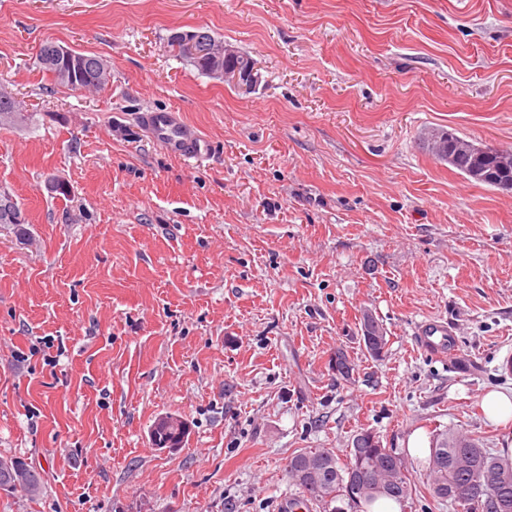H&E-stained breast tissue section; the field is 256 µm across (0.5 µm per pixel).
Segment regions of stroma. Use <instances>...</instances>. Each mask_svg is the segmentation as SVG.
<instances>
[{"mask_svg": "<svg viewBox=\"0 0 512 512\" xmlns=\"http://www.w3.org/2000/svg\"><path fill=\"white\" fill-rule=\"evenodd\" d=\"M193 31L250 55L256 86L173 56ZM49 39L109 84L54 86ZM0 88L25 115L0 126V190L26 218L0 224V457L46 480L0 512H281L291 455L363 429L406 459L407 512H448L427 491L436 433L512 454V421L481 410L512 395V191L424 146L512 148V0H0ZM149 107L180 110L211 159L160 149ZM428 317L455 354L416 347ZM167 414L189 424L173 451L148 433ZM55 47H60L58 44H56L53 41H46L44 44L41 45L39 50V63L43 69V72H46L52 77V81L60 86L66 87L68 89H74L77 90L75 87L70 86L67 82H64L61 77V71L65 66L64 60H60L58 63H47L46 59L48 56L52 53H54ZM73 57L77 55L78 59L83 61L82 66L77 69L80 74V82L84 90H98L108 83V80L101 81L97 74L99 69V62L103 61L100 57L95 55H87L72 51ZM434 135L435 136L440 135L437 137L439 139V143L443 142L444 144L447 145L446 150H443L442 152L435 151L434 147H432V152L436 156L437 159H439L441 161L448 162V164L452 168L458 170L461 175H463V176L467 177L468 179H471L475 182H478V183H481V184H484L487 186H491V187H494L497 189H504L503 186H501L500 184H497L496 182L498 181L499 183H501V182L510 181V187H511L512 178L509 173H503L501 176L497 177V179H493V180L482 179L481 177L484 178L487 174H485L481 177H480V175L472 174L470 161L468 159L458 158L455 162L448 160V135L456 143H458L459 141L460 142H470L469 140H466L465 138L457 135L454 132L445 131V130L437 131V132L431 134V136H434ZM439 143L436 145L437 148L439 147ZM486 177H488V175ZM504 190H506V189H504ZM363 335L369 353L376 358L383 356L387 345L386 336L379 323L372 317L364 318ZM484 412L492 422L512 419V398L502 392H491L482 400Z\"/></svg>", "mask_w": 512, "mask_h": 512, "instance_id": "obj_1", "label": "stroma"}]
</instances>
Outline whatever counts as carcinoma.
<instances>
[{"instance_id":"obj_1","label":"carcinoma","mask_w":512,"mask_h":512,"mask_svg":"<svg viewBox=\"0 0 512 512\" xmlns=\"http://www.w3.org/2000/svg\"><path fill=\"white\" fill-rule=\"evenodd\" d=\"M55 47L57 44L53 41L42 44L39 63L55 84L67 88L69 84L61 77L64 61L56 64L46 62ZM72 55L83 61L78 72L84 89L98 90L107 84L98 76L100 57L75 51ZM434 155L475 182L499 189L501 183L512 181V175L508 173L495 180L474 175L469 160L459 158L450 162L446 150L436 151ZM363 339L372 356H383L386 336L379 323L371 317L364 318ZM166 419L164 426L152 425V442L176 448L184 442L188 425L179 416L168 415ZM394 456L395 451L384 447L379 436L362 430L354 436L345 461H340L330 448H303L290 458L288 476L305 496L322 505L341 499L357 508L361 504L369 506L379 497H387L402 506L413 495L408 470L395 472L382 468L378 472V480L370 484H356L350 479L352 471L372 469L379 461L390 460ZM429 477L432 496L447 503L453 512H512V459L492 453L470 435L445 430L434 436L430 448ZM19 488L28 496L37 498L45 488L44 477L21 457H1L0 490L10 493Z\"/></svg>"}]
</instances>
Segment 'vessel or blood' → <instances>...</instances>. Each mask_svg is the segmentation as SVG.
<instances>
[{
    "label": "vessel or blood",
    "mask_w": 512,
    "mask_h": 512,
    "mask_svg": "<svg viewBox=\"0 0 512 512\" xmlns=\"http://www.w3.org/2000/svg\"><path fill=\"white\" fill-rule=\"evenodd\" d=\"M139 120L152 141L170 156L180 160L201 161L212 152L210 140L188 125L180 112L149 109L140 113ZM413 336L417 346L434 357L456 346L455 330L437 318L416 323Z\"/></svg>",
    "instance_id": "obj_1"
}]
</instances>
